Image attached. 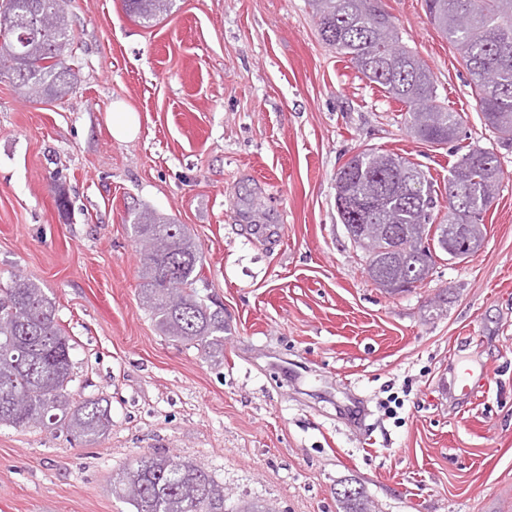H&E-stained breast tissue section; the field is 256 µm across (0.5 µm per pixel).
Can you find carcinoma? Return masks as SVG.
Instances as JSON below:
<instances>
[{
	"label": "carcinoma",
	"instance_id": "cac0c4a2",
	"mask_svg": "<svg viewBox=\"0 0 512 512\" xmlns=\"http://www.w3.org/2000/svg\"><path fill=\"white\" fill-rule=\"evenodd\" d=\"M321 39L370 82L407 107L405 119L421 141L456 139L461 116L439 100L418 53L401 45L382 0H310ZM127 15L152 24L173 0H123ZM431 22L459 52L484 124L512 141V0H425ZM0 70L32 99H57L72 87L67 57L74 31L63 0H3ZM502 169L497 155L473 146L448 170V223H435L437 197L419 165L364 150L336 173V194L369 193L376 205L371 231L355 245L366 271L388 294L402 281L422 283L435 263L429 247L463 261L483 241L476 214L490 207ZM132 233L142 252L141 298L167 336L202 348L224 342V315L199 298L203 256L183 224L144 208ZM0 424L56 426L91 442L112 426L102 398H75L72 344L42 288L20 276L0 290ZM119 493L134 512H224V488L202 467L158 452L117 474ZM343 512H371L362 490L338 494Z\"/></svg>",
	"mask_w": 512,
	"mask_h": 512
}]
</instances>
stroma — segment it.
<instances>
[{
    "mask_svg": "<svg viewBox=\"0 0 512 512\" xmlns=\"http://www.w3.org/2000/svg\"><path fill=\"white\" fill-rule=\"evenodd\" d=\"M383 4L462 115L458 140L415 138L405 105L321 40L308 0H175L150 27L122 0H65L71 90L34 101L0 76V289L22 275L53 298L71 389L112 416L93 442L0 425V512H132L114 479L156 451L209 471L229 508L340 512L351 485L373 512H512V144L485 127L424 0ZM116 104L134 139L113 138ZM475 144L504 170L482 246L380 291L338 219V169L367 148L420 164L442 221L448 169ZM142 207L195 239L223 347L163 335L142 307ZM461 364L486 391L452 392ZM108 123L112 136L116 139L124 140L137 133L138 125L134 113L127 112L120 106L112 108L108 115Z\"/></svg>",
    "mask_w": 512,
    "mask_h": 512,
    "instance_id": "35a3bbf8",
    "label": "stroma"
}]
</instances>
